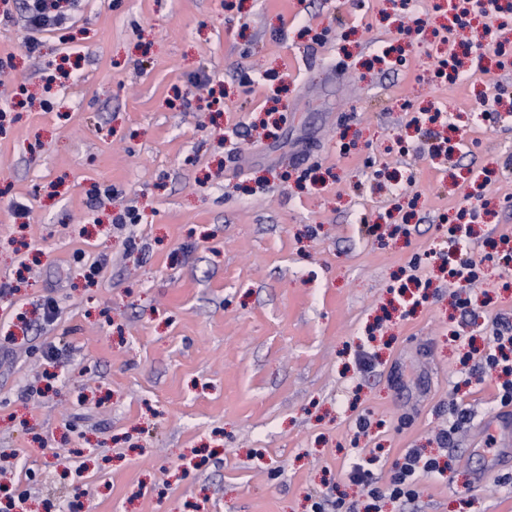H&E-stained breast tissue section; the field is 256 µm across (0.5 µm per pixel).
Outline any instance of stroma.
Wrapping results in <instances>:
<instances>
[{
    "label": "stroma",
    "instance_id": "35a3bbf8",
    "mask_svg": "<svg viewBox=\"0 0 512 512\" xmlns=\"http://www.w3.org/2000/svg\"><path fill=\"white\" fill-rule=\"evenodd\" d=\"M22 3L0 4V455L22 512H311L362 500L355 453L384 481L409 448L451 468L417 512H512V487L471 483L501 407L463 342L512 321V270L485 259L512 238V63L492 53L512 14L63 0L31 53ZM387 47L400 61L375 62ZM453 52L463 72L435 80ZM465 251L485 264L460 309L431 255ZM452 398L471 420L443 450Z\"/></svg>",
    "mask_w": 512,
    "mask_h": 512
}]
</instances>
